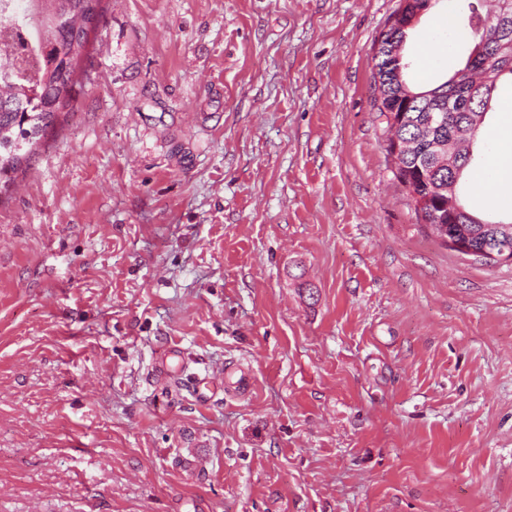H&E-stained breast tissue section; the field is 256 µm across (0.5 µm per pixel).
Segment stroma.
Returning <instances> with one entry per match:
<instances>
[{
	"label": "stroma",
	"mask_w": 512,
	"mask_h": 512,
	"mask_svg": "<svg viewBox=\"0 0 512 512\" xmlns=\"http://www.w3.org/2000/svg\"><path fill=\"white\" fill-rule=\"evenodd\" d=\"M468 2L410 30L426 86ZM102 5L0 191V512H512V261L394 176L399 0Z\"/></svg>",
	"instance_id": "35a3bbf8"
}]
</instances>
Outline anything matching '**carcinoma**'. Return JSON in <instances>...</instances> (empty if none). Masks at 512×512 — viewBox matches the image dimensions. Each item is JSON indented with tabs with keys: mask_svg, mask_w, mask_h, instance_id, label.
Segmentation results:
<instances>
[{
	"mask_svg": "<svg viewBox=\"0 0 512 512\" xmlns=\"http://www.w3.org/2000/svg\"><path fill=\"white\" fill-rule=\"evenodd\" d=\"M24 18L33 30L42 50V66L31 79L20 68L0 73V189L9 185L14 174L29 164L34 155L33 140L41 138L53 126L58 114L69 112L76 102L75 86L78 60L87 48L89 33L103 18L102 0H24ZM485 0H471L469 27L478 37V26ZM496 10L506 17L507 37L490 45L486 62L472 74L471 87L478 106L461 112H450L441 103L443 122L434 125L429 113L417 108L422 96H445L451 90L449 79L429 90H418L405 79L409 64L398 61L395 49L404 47L407 30L389 25L383 32L380 48L374 52L373 107L383 112L387 103L404 106L409 101V122L397 133L415 140L413 153L399 159L396 177L410 182L415 213L441 237H448L453 217L461 218L456 229L475 230L489 246L507 244L512 250V220H488L468 209L463 200L461 178L466 167L476 161L474 144L486 122L489 107L502 76H512V0H496ZM472 130L464 153L455 159V169L438 166V160L427 150L428 143L449 136L458 126Z\"/></svg>",
	"mask_w": 512,
	"mask_h": 512,
	"instance_id": "cac0c4a2",
	"label": "carcinoma"
}]
</instances>
